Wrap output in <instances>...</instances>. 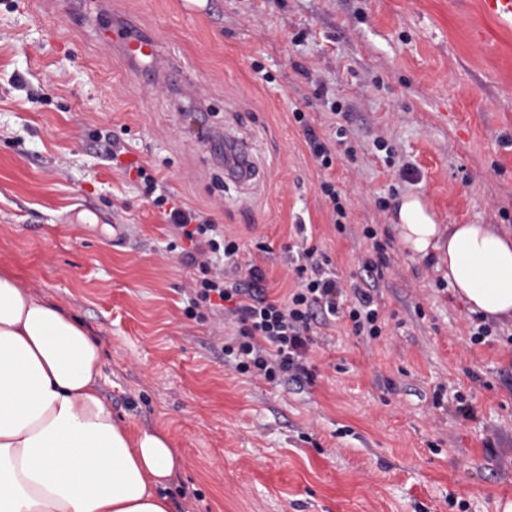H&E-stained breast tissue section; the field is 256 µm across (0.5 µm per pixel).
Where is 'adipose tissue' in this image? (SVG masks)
I'll return each mask as SVG.
<instances>
[{"instance_id":"1","label":"adipose tissue","mask_w":512,"mask_h":512,"mask_svg":"<svg viewBox=\"0 0 512 512\" xmlns=\"http://www.w3.org/2000/svg\"><path fill=\"white\" fill-rule=\"evenodd\" d=\"M394 230L470 313L512 320V231L437 223L411 196ZM101 376L86 329L0 273V512H171L169 439L114 419Z\"/></svg>"}]
</instances>
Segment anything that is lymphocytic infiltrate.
Instances as JSON below:
<instances>
[{"label":"lymphocytic infiltrate","mask_w":512,"mask_h":512,"mask_svg":"<svg viewBox=\"0 0 512 512\" xmlns=\"http://www.w3.org/2000/svg\"><path fill=\"white\" fill-rule=\"evenodd\" d=\"M137 175L177 236L189 242V249L179 255L181 263L200 272L189 287L186 315L197 318L203 312H215L235 326V336L224 344V355L233 359L238 373L272 385L313 383L307 351L319 323L333 317L348 318L355 335L371 339L382 335L384 324L374 293L390 257L370 225L362 227L374 251L373 258L363 264L365 279L343 283L330 270L329 258L319 256L317 247L307 244L301 248V264L294 268L295 288L287 296L273 299L262 268L238 265L240 245L236 240L219 234L217 225L202 212L171 204L167 194L158 193L157 180L145 169H138ZM219 252L226 264L211 270L209 257ZM344 296L349 299L345 305L340 302Z\"/></svg>","instance_id":"f902f5d3"}]
</instances>
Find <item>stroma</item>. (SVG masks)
<instances>
[{
    "label": "stroma",
    "mask_w": 512,
    "mask_h": 512,
    "mask_svg": "<svg viewBox=\"0 0 512 512\" xmlns=\"http://www.w3.org/2000/svg\"><path fill=\"white\" fill-rule=\"evenodd\" d=\"M102 23L153 34L157 60L108 48ZM334 102L355 153L327 170L292 112L326 139ZM228 135L249 146L253 179L226 176ZM140 166L237 239L274 298L294 286L297 224L345 280L372 256L361 228L375 225L393 259L377 290L383 336L344 319L322 329L309 387L235 372L233 327L184 313L196 271L170 252ZM325 180L348 200L346 232ZM406 196L441 224L512 229V28L480 0H97L93 18L66 0H0V271L94 337L118 421L168 435L172 512H497L512 500V322L472 343L441 273L396 242Z\"/></svg>",
    "instance_id": "35a3bbf8"
}]
</instances>
